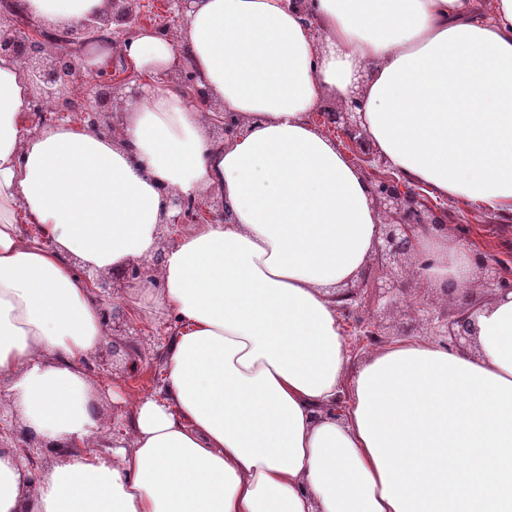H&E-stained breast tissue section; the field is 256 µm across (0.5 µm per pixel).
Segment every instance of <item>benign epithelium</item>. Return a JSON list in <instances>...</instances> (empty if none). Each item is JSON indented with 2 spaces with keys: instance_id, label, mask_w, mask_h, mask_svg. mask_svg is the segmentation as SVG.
Segmentation results:
<instances>
[{
  "instance_id": "obj_1",
  "label": "benign epithelium",
  "mask_w": 512,
  "mask_h": 512,
  "mask_svg": "<svg viewBox=\"0 0 512 512\" xmlns=\"http://www.w3.org/2000/svg\"><path fill=\"white\" fill-rule=\"evenodd\" d=\"M126 0H108L110 8L103 13H95L86 19L63 28L44 27L24 13L19 0H0V16L12 17L17 23L27 27L28 51L25 76L37 89L30 98L28 112L36 119V124L52 123L72 112L68 104L79 101L77 112L81 114L86 126L92 130L107 129L105 113L108 104L122 94L129 83L136 79L131 68L125 66L119 57L107 63L98 71L94 91L89 95H76L72 87L78 73V54L89 45L110 47L114 41V30H119L125 38L134 36L145 27L140 14L128 5L118 9L116 5ZM193 0H165V13L177 22H184L186 12ZM171 81L181 83L192 89V98L204 112H215L212 97L198 86L192 68L187 64L171 75ZM361 99L352 94L347 104L336 112L327 113V120L334 125L342 139L356 151L357 165L364 169L374 163L388 170L390 166L373 147L362 128ZM367 184L373 204L382 215L374 250L354 286L342 288L336 292V302L340 313L352 319L363 334L361 338L379 339L385 335L382 325L377 321L364 322L351 318V311L362 297L374 302L384 301V306H393L401 296L409 291L403 281L395 277V269L402 262L417 254L419 237H432L447 230L448 213L437 210L429 203L421 187L409 181L400 183L391 176L369 179ZM172 205L179 213L172 217V224L188 222L205 223L215 218L224 221L231 219L227 202L217 200L203 204L183 198L172 199ZM478 283L483 290L500 297L512 293V278L504 274V264L496 259L487 260L473 256ZM480 304L473 300L469 292H464L460 302L453 308L435 310L421 302L416 311L423 313L425 321L433 329V334L446 336L457 347L461 343L472 342L475 335V313ZM18 445L23 455L32 448H52L54 443L41 437L20 434Z\"/></svg>"
}]
</instances>
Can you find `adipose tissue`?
<instances>
[{"mask_svg":"<svg viewBox=\"0 0 512 512\" xmlns=\"http://www.w3.org/2000/svg\"><path fill=\"white\" fill-rule=\"evenodd\" d=\"M22 4L51 28L107 7ZM116 53L144 85L111 132L27 130L31 87L0 56V411L66 448L36 478L0 448V512H512V294L479 311L475 351L399 337L352 366L332 290L362 273L381 218L308 120L360 94L392 168L512 209V0H195L175 38L145 28L86 64ZM186 60L238 137L215 139L217 115L168 80ZM207 196L232 223L159 250L170 199ZM469 250L421 238L422 277ZM158 251L160 293L135 292L174 317L163 382L111 435L83 370L102 301L75 268Z\"/></svg>","mask_w":512,"mask_h":512,"instance_id":"1","label":"adipose tissue"}]
</instances>
